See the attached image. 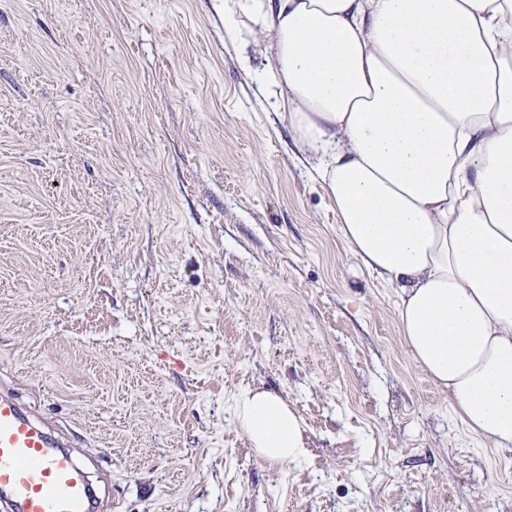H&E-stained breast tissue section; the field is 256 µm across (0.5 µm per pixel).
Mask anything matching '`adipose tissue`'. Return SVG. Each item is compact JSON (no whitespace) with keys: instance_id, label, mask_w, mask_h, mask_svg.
<instances>
[{"instance_id":"adipose-tissue-1","label":"adipose tissue","mask_w":512,"mask_h":512,"mask_svg":"<svg viewBox=\"0 0 512 512\" xmlns=\"http://www.w3.org/2000/svg\"><path fill=\"white\" fill-rule=\"evenodd\" d=\"M360 264L397 290L410 359L467 431L512 447V0H224ZM266 460L306 458L301 417L246 389Z\"/></svg>"}]
</instances>
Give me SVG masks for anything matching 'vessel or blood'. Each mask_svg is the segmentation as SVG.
Returning <instances> with one entry per match:
<instances>
[{
    "label": "vessel or blood",
    "instance_id": "1",
    "mask_svg": "<svg viewBox=\"0 0 512 512\" xmlns=\"http://www.w3.org/2000/svg\"><path fill=\"white\" fill-rule=\"evenodd\" d=\"M0 507L6 512H95L73 453L11 392L0 391Z\"/></svg>",
    "mask_w": 512,
    "mask_h": 512
}]
</instances>
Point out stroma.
Listing matches in <instances>:
<instances>
[{
	"instance_id": "1",
	"label": "stroma",
	"mask_w": 512,
	"mask_h": 512,
	"mask_svg": "<svg viewBox=\"0 0 512 512\" xmlns=\"http://www.w3.org/2000/svg\"><path fill=\"white\" fill-rule=\"evenodd\" d=\"M224 0H0V388L103 512H512V449L408 356ZM246 388L301 464L235 423ZM237 426L266 460L302 463L306 458L301 417L281 397L261 389H244L234 399Z\"/></svg>"
}]
</instances>
